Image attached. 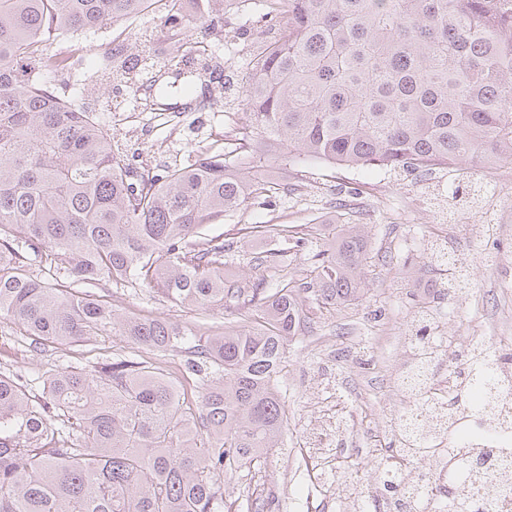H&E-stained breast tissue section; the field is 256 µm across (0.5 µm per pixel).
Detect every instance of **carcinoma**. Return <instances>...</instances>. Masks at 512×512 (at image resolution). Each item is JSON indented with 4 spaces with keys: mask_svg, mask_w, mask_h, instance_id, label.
<instances>
[{
    "mask_svg": "<svg viewBox=\"0 0 512 512\" xmlns=\"http://www.w3.org/2000/svg\"><path fill=\"white\" fill-rule=\"evenodd\" d=\"M0 0V315L33 350L114 334L165 356L188 353L183 379L156 361L113 359L32 380L0 371V512H232L221 478L279 447L287 426L280 374L309 311L355 302L370 249L359 224L321 223L328 243L309 268L272 290L224 276L220 237L206 224L244 209L264 184L224 153L137 174L122 145L85 103L60 95L47 67L78 63L50 46L106 25L114 32L100 81L130 71L150 50L126 30L161 5L169 61L192 32L210 33L232 0ZM283 16L246 76L251 123L242 136L283 172L302 160L389 170L461 165L455 192L472 191L466 164L512 165V0H263ZM135 282L200 311L192 331L159 317L118 321L104 296L74 291ZM255 307L246 323L216 332L209 311ZM505 358L482 343L448 365V443L412 423L379 460L383 497L398 501L391 458L433 462L447 452L445 492H417L419 512L462 504L487 510L512 493L504 479L474 490L486 406L512 391ZM206 380L194 399L183 381Z\"/></svg>",
    "mask_w": 512,
    "mask_h": 512,
    "instance_id": "1",
    "label": "carcinoma"
}]
</instances>
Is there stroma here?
Instances as JSON below:
<instances>
[{"label":"stroma","instance_id":"obj_1","mask_svg":"<svg viewBox=\"0 0 512 512\" xmlns=\"http://www.w3.org/2000/svg\"><path fill=\"white\" fill-rule=\"evenodd\" d=\"M70 89L83 92L100 123L117 131L128 146L133 167L157 170L173 156L190 157L194 147L223 145L246 123L241 112V86L225 91L228 112H190L180 126L171 123L181 97L170 96L162 106L143 110L130 105L113 110L111 87L90 82L86 64L67 76ZM272 189L253 199L247 209L224 216L205 227L208 236L231 243L226 273L274 287L282 269L300 271L303 256L288 252L278 267L256 265L258 253L271 242L256 236V224H277L292 233L319 241L318 225L333 217L339 223L362 218L371 236L368 287L356 302L327 314H313L303 335L288 344L287 367L280 377L288 417L281 446L248 473L225 475V502L236 512H336L337 482L356 477L377 486L375 460L393 447L387 424L400 408L390 371L405 359L400 338L421 305H428L443 335L465 344L482 340L500 353L512 354V235L479 239L473 230L496 214L512 232V181H499L476 206L451 200L449 169L394 172L382 168L333 167L310 161L281 176L276 164L263 163ZM468 252L480 245L499 249L497 263L467 262L472 288L467 305L433 298L434 276H421L419 262L435 245ZM117 319L162 317L194 328L195 308L181 306L140 285L110 288ZM365 351L354 361L346 354L355 343ZM143 350L120 336L103 335L77 345H62L51 355L32 351L27 337L13 333L0 316V371H22L37 377L56 366H85L109 358H136ZM346 419L349 428L330 439L329 452L307 443L322 420Z\"/></svg>","mask_w":512,"mask_h":512}]
</instances>
